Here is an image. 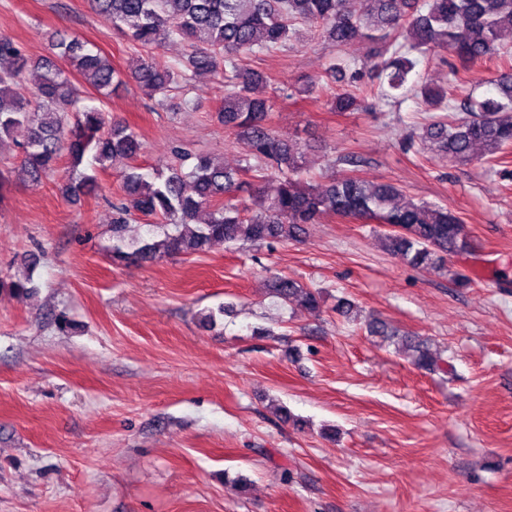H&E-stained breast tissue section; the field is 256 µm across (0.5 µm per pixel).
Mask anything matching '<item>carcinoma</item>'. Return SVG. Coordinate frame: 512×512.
I'll use <instances>...</instances> for the list:
<instances>
[{
    "label": "carcinoma",
    "mask_w": 512,
    "mask_h": 512,
    "mask_svg": "<svg viewBox=\"0 0 512 512\" xmlns=\"http://www.w3.org/2000/svg\"><path fill=\"white\" fill-rule=\"evenodd\" d=\"M88 0L91 11L112 25L135 46L158 47L182 42L184 55L162 64L148 54L125 73L88 43L53 35L57 59L29 57L13 39L0 36V139L27 129L20 144L21 174L32 183L54 172L66 156L77 170L89 159L92 173L67 181L68 197L100 191L95 171L114 160L135 158L141 142L130 126L109 121L93 104L111 89L133 81L150 97H165L173 88L189 91L193 81L210 76L224 85L219 118L224 127L245 137L249 159L231 173L207 154L194 157L190 171L182 165L155 176L131 167L123 175L130 204H112L107 250L118 265L151 262L159 257L206 250L215 242L271 243L296 240L305 226L331 212L342 217L374 221L392 227L386 248L415 267L443 268L448 257L467 251L462 224L446 205L415 202L391 181H368L356 175H332L321 183L304 178L301 145L277 136L267 125L274 103L253 96L264 81L245 60L284 48L299 38L297 24L307 25L338 47L367 39L381 45L387 56L378 70L380 83L391 91L405 88L419 95L431 110L448 115L431 120L418 139L440 159L465 165L477 149L493 156L512 146V70L488 80V95L469 97L456 106L447 93L428 84L408 85L422 56L440 49L451 52L464 66L499 53V39L512 30V0ZM82 79L77 86L71 79ZM90 88L95 96H87ZM350 89L338 93L334 109H356ZM140 215L156 221L162 237L135 240L127 224ZM195 229L186 231L190 223ZM30 274L0 281V291L31 295ZM271 292L281 301L298 300L309 311L321 305V292L296 280L278 277ZM405 341L416 352L418 368L451 372L421 341Z\"/></svg>",
    "instance_id": "obj_1"
}]
</instances>
